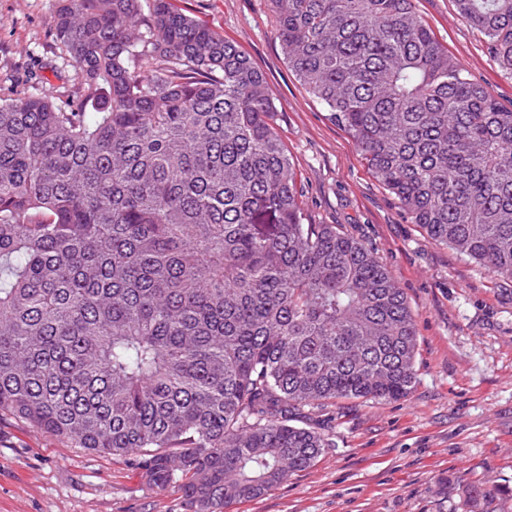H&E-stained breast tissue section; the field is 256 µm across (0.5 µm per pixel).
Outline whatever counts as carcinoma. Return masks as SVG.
<instances>
[{"label":"carcinoma","mask_w":512,"mask_h":512,"mask_svg":"<svg viewBox=\"0 0 512 512\" xmlns=\"http://www.w3.org/2000/svg\"><path fill=\"white\" fill-rule=\"evenodd\" d=\"M512 72V0H456ZM288 66L411 223L512 279V108L413 0H270ZM65 97H0V412L133 455L192 512L325 449L338 400L415 380L416 314L334 224H307L250 59L169 0H61Z\"/></svg>","instance_id":"1"}]
</instances>
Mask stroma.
Here are the masks:
<instances>
[{
    "label": "stroma",
    "mask_w": 512,
    "mask_h": 512,
    "mask_svg": "<svg viewBox=\"0 0 512 512\" xmlns=\"http://www.w3.org/2000/svg\"><path fill=\"white\" fill-rule=\"evenodd\" d=\"M251 58L311 224H338L386 267L416 314L415 384L398 401L336 405L311 468L225 512H512V281L410 222L351 136L290 70L268 0H171ZM58 0H0V94H64L74 68L49 27ZM469 76L512 108V72L455 0H414ZM484 492L469 509L464 492ZM0 512H191L149 488L132 456H102L0 413Z\"/></svg>",
    "instance_id": "1"
}]
</instances>
